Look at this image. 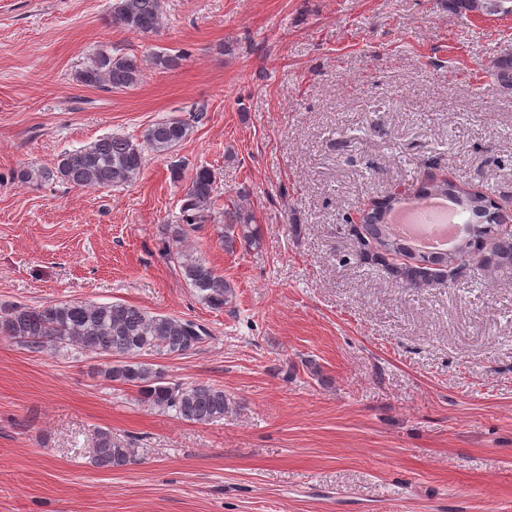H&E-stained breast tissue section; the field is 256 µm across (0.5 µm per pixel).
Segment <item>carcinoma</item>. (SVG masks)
<instances>
[{
    "label": "carcinoma",
    "mask_w": 512,
    "mask_h": 512,
    "mask_svg": "<svg viewBox=\"0 0 512 512\" xmlns=\"http://www.w3.org/2000/svg\"><path fill=\"white\" fill-rule=\"evenodd\" d=\"M466 11L512 12V0H455ZM112 20L135 33L148 34L162 24L160 0H115ZM137 60L109 48L96 52L77 71L80 84L123 90L140 80ZM192 124L179 118L162 119L149 126L142 138L134 140L120 134L103 136L77 150L61 154L51 169L27 166L17 177L25 183L40 185L60 181L78 188L121 187L139 177L145 153L168 155L186 140ZM215 174L206 167L195 169L189 178L179 223L169 225L173 258L183 278L213 309L231 302L234 287L203 259L179 249L199 224L212 218L216 202ZM458 192L444 180L427 179L413 195H396L373 201L362 211L359 258L382 266L395 280L409 288L440 285L467 275L471 268L487 271H512V236L493 230L499 224L495 214L500 208L487 195L464 192L459 196V212L469 213L458 246L446 252L421 253L407 239L396 235L390 215L401 203L430 196H448ZM253 216L242 206L224 208V249L233 252L237 245L256 248L260 230ZM0 336L14 339L29 348L44 346L73 347L84 353L113 357L102 376L137 388L138 401L176 417L198 424L224 419L227 396L224 389L205 383L171 382L163 373L142 362L146 354L185 355L199 347L206 337L197 322L169 315H151L125 303L97 304L87 301H63L43 307L3 304L0 306ZM96 457L105 468L123 467L131 461L132 449L112 441V434H98Z\"/></svg>",
    "instance_id": "carcinoma-1"
}]
</instances>
